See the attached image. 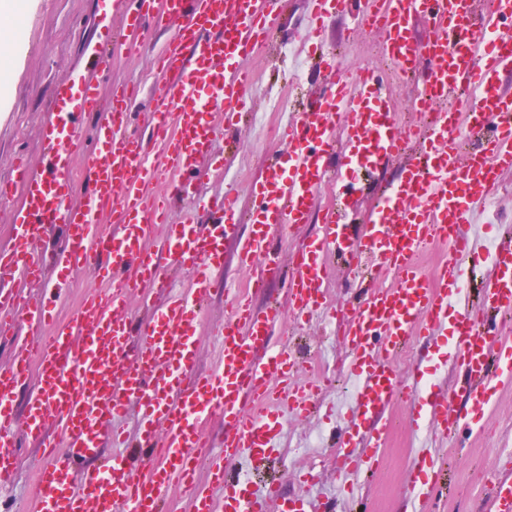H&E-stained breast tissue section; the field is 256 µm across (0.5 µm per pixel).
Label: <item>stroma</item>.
<instances>
[{"label":"stroma","mask_w":512,"mask_h":512,"mask_svg":"<svg viewBox=\"0 0 512 512\" xmlns=\"http://www.w3.org/2000/svg\"><path fill=\"white\" fill-rule=\"evenodd\" d=\"M309 0H285L281 22L291 37L283 46L284 54L271 57L258 53L244 64L255 74L248 90L253 112L241 123L237 153H227L223 141H216L210 154L201 156L194 177L195 188L208 198L223 197L233 191L241 210L252 206V186L261 178L271 155L285 152L278 141V129L289 120L291 111L302 110L309 98L335 82L337 71L352 74L380 68L377 53L378 33L358 29L348 14L330 18L319 38L307 35ZM98 0H23L17 19L24 26L18 44L7 45L8 93L0 98V180L10 175V161L25 155L33 172L42 169L44 134L55 118L54 89L83 59L87 44L95 39ZM171 20L160 29H149L131 38L121 15L112 18L114 61L107 72H91L98 85L101 110L82 131L83 150L74 156L75 168H82L84 152L91 149L96 122L108 119L112 107L111 90L121 83L150 87L154 57L162 44L178 27ZM322 41L336 57L335 70L317 69L311 64L312 44ZM352 171L336 167L334 177L323 185L319 208L347 207V221L353 232H361L389 184L402 177L399 163H390L366 188L350 198L340 192L342 182L351 180ZM494 208L476 205L472 231L478 245H490L499 227L512 226V170L501 173L494 192ZM318 220L299 226H278L272 234L280 246L279 270L266 295L256 298L257 309L276 305L288 309L286 282L290 275L289 258L293 247L317 237ZM355 273L335 262L326 283L329 302L334 303V317L311 319L304 326L294 321L276 326L273 342L292 336L314 353V371L335 376L333 388L319 398L318 413L304 418L291 413L283 416V429L277 437L275 474L283 498H305L308 512H336L338 499L347 489L337 474L342 450L341 439L353 430L351 396L348 391L350 349L346 342L349 317L344 305L350 299L349 283ZM201 307L206 326L197 337L196 371L204 375L220 359V347L210 326L224 319L223 289H213ZM399 375L418 373L425 391L437 392L453 386L461 373L440 341L430 336L412 337L395 361ZM409 398L392 404L384 418L386 441L381 449L382 462L373 479L359 484V495L368 512H408L405 488L416 454L429 449L428 429L414 430L407 422ZM512 453V384L503 390L484 433L471 434L461 446L449 447L447 474L454 487L452 496H437L429 512H481L484 487L497 467L499 455ZM19 464L13 483L1 489L0 505L15 508L32 504L36 497V476L41 464L34 443L21 441Z\"/></svg>","instance_id":"obj_1"}]
</instances>
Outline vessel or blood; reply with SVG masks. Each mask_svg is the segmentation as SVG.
I'll list each match as a JSON object with an SVG mask.
<instances>
[{"label":"vessel or blood","mask_w":512,"mask_h":512,"mask_svg":"<svg viewBox=\"0 0 512 512\" xmlns=\"http://www.w3.org/2000/svg\"><path fill=\"white\" fill-rule=\"evenodd\" d=\"M281 0H136L132 30L181 21L175 37L159 55L161 85L141 103L135 86L113 92L109 122L99 128L98 148L81 173L71 158L85 114L98 109V88L78 69L58 83L57 121L45 132L40 174L17 156L12 177L0 183V199L15 191L24 205L14 215L9 249L0 251V335L26 323L36 341L0 370V488L17 472V436L40 444L38 497L30 512H167L172 485H179L189 512H266L277 496L274 481L262 490L234 494L242 460L261 465L272 459L283 412L309 415L329 383L322 375L298 380L307 361L290 345L271 346L278 308L256 310L251 297L268 285L265 270L254 271L243 287L225 288L226 313L214 335L221 345L217 369L195 375L194 341L203 316L198 305L216 286L213 268L224 263V243L239 222L233 194L220 200L198 199L212 219L199 222L187 213L168 221L169 208L191 196L189 180L198 157L208 154L222 135L208 117L209 108L234 118L247 104L253 75L242 69L249 55L267 49L279 26ZM313 21L346 12L349 0H312ZM493 14L479 0H366L362 26L380 31V56L398 80L420 90L413 102L425 120L399 127L391 107V87L374 72L359 77L340 73L300 112L292 113L281 136L287 157L272 156L256 182L250 233L241 240L239 263L252 268L257 256L267 267L278 255L268 240L275 224H305L330 171L342 155L366 175L400 161L402 179L388 186L365 232L350 235L341 213L325 209L322 234L295 251L288 281L291 314L301 320L329 313L323 288L330 275L326 254H338L356 271L373 274L369 292L351 308L350 375L354 408L360 418L346 443L339 472L352 476L381 462L388 406L400 394L418 398L417 376L399 377L394 362L413 334L430 335L452 324L453 358L462 377L448 393L430 402L429 430L448 441L488 423L504 383L512 381V339H491L490 316L512 318V237L493 249L477 247L471 234L474 205L487 201L502 170L512 168V92L502 86L512 75V37L496 31L493 16L512 19V0H493ZM434 21L426 43L409 34L413 16ZM86 200L74 202L75 181ZM110 212L114 227L100 231L95 216ZM164 224V247L190 276L186 291H169L154 305L155 289L165 279L156 253L143 244V227ZM65 226L67 243L51 255L34 253L33 240ZM443 248L445 257L432 271L419 264L423 252ZM490 265L491 276L477 306L451 312L464 288L460 257ZM81 269L110 290L109 303L89 293L66 321L54 314L48 296L29 297L7 288L6 278L41 277L46 266ZM150 308L141 322L128 319L130 298ZM27 389L24 411L15 401ZM462 401L463 408L448 406ZM136 406L141 430L138 447L163 462L143 477L131 474L126 458L101 462L102 428ZM224 415V436L211 450L195 425L197 415ZM166 426L155 440L154 423ZM55 435H48V427ZM368 443L369 457L355 454ZM505 476L487 489V512H512V456ZM207 469L208 483L197 473ZM81 484H73L75 470ZM408 489L414 512H424L430 489L445 480L430 456L413 469ZM227 488L224 497L215 488Z\"/></svg>","instance_id":"vessel-or-blood-1"}]
</instances>
